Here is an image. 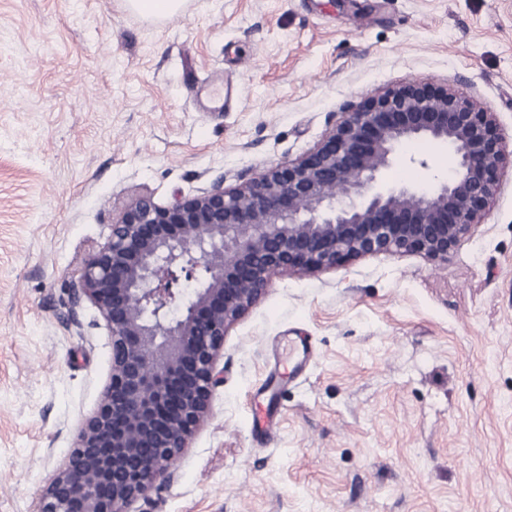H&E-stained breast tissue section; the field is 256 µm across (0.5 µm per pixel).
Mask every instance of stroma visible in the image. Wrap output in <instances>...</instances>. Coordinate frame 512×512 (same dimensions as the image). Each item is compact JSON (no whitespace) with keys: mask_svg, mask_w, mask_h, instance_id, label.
<instances>
[{"mask_svg":"<svg viewBox=\"0 0 512 512\" xmlns=\"http://www.w3.org/2000/svg\"><path fill=\"white\" fill-rule=\"evenodd\" d=\"M411 84L492 112L507 156L481 224L444 262L274 277L224 338L210 419L133 509L512 512V0H185L160 23L0 0V512H36L109 380V329L71 283L124 207L250 181ZM450 167L411 141L382 181ZM292 336L312 349L294 375Z\"/></svg>","mask_w":512,"mask_h":512,"instance_id":"1","label":"stroma"}]
</instances>
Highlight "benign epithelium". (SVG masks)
I'll list each match as a JSON object with an SVG mask.
<instances>
[{"instance_id":"benign-epithelium-1","label":"benign epithelium","mask_w":512,"mask_h":512,"mask_svg":"<svg viewBox=\"0 0 512 512\" xmlns=\"http://www.w3.org/2000/svg\"><path fill=\"white\" fill-rule=\"evenodd\" d=\"M415 139L448 149L451 176L381 187ZM504 156L476 99L412 85L372 97L305 157L256 179L125 208L71 285L109 328L110 379L37 512H131L208 420L224 336L273 276L382 253L448 260L480 223Z\"/></svg>"}]
</instances>
